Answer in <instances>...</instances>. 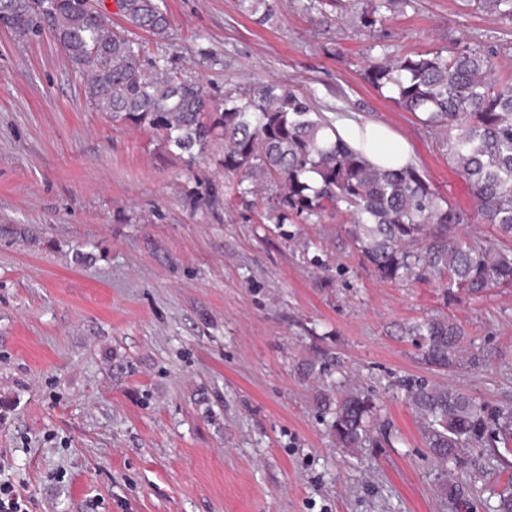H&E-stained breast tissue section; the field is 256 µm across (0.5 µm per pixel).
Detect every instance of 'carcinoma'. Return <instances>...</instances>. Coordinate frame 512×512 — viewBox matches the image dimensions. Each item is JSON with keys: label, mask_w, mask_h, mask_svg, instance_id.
Masks as SVG:
<instances>
[{"label": "carcinoma", "mask_w": 512, "mask_h": 512, "mask_svg": "<svg viewBox=\"0 0 512 512\" xmlns=\"http://www.w3.org/2000/svg\"><path fill=\"white\" fill-rule=\"evenodd\" d=\"M276 3L241 0L243 11L262 25ZM117 5L125 22L120 29L105 10L84 0H0V17L17 22L13 33L19 39L47 33L58 42L86 74L88 98L112 121L147 126L191 159L221 145L224 172L243 174L230 186L241 196L254 193L245 185L248 178L275 184L270 211L276 223L326 214L344 219L346 233L379 279L433 283L450 299L512 288V67L499 64V50H385L368 57L363 70L371 86L388 90L398 107L439 132L481 223L492 229L476 239L462 232L468 216L414 165L380 168L361 150L325 138L332 122L310 96L269 81L244 95L228 92L213 105L202 86L130 37L136 30L168 36L170 21L159 0ZM410 5L370 0L360 11L345 7L342 17L373 31L384 13ZM405 334L441 369L456 366L468 344L465 327L444 315L415 323ZM409 399L423 420L427 447L445 466L461 462L465 439L492 448H506L512 439V412H489L449 385L414 384ZM370 413L365 397L336 404L332 427L340 447H361Z\"/></svg>", "instance_id": "carcinoma-1"}]
</instances>
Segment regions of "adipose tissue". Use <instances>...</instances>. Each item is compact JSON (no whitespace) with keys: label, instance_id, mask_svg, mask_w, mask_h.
Returning a JSON list of instances; mask_svg holds the SVG:
<instances>
[{"label":"adipose tissue","instance_id":"obj_1","mask_svg":"<svg viewBox=\"0 0 512 512\" xmlns=\"http://www.w3.org/2000/svg\"><path fill=\"white\" fill-rule=\"evenodd\" d=\"M336 134L351 146L363 147L368 160L379 167L409 164L406 143L379 124H361L353 120L338 124Z\"/></svg>","mask_w":512,"mask_h":512}]
</instances>
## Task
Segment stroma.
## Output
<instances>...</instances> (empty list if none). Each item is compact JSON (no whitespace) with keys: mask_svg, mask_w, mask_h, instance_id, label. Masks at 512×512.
<instances>
[{"mask_svg":"<svg viewBox=\"0 0 512 512\" xmlns=\"http://www.w3.org/2000/svg\"><path fill=\"white\" fill-rule=\"evenodd\" d=\"M303 3L259 25L239 0H163L167 38H134L213 103L275 80L328 119L383 124L475 214L435 132L364 80L373 38ZM377 39L499 46L512 20L414 0ZM221 160L164 154L87 98L50 36L0 31V482L29 512H486L512 492L477 440L444 478L406 393L426 380L512 409V288L452 301L381 281L334 221L225 196ZM441 314L479 366L426 363L405 329ZM350 395L373 405L352 453L330 430Z\"/></svg>","mask_w":512,"mask_h":512,"instance_id":"35a3bbf8","label":"stroma"}]
</instances>
